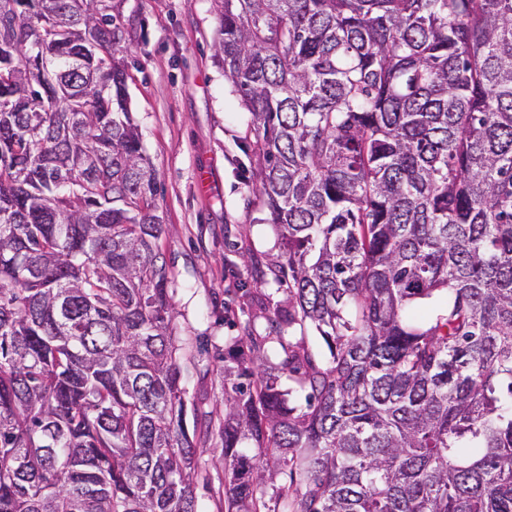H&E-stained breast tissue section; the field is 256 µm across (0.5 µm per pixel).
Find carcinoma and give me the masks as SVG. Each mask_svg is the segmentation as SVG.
Wrapping results in <instances>:
<instances>
[{
	"label": "carcinoma",
	"mask_w": 512,
	"mask_h": 512,
	"mask_svg": "<svg viewBox=\"0 0 512 512\" xmlns=\"http://www.w3.org/2000/svg\"><path fill=\"white\" fill-rule=\"evenodd\" d=\"M220 2L259 316L329 353L224 337L225 512H512V0ZM118 4L0 0V512H197Z\"/></svg>",
	"instance_id": "obj_1"
}]
</instances>
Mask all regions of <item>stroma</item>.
I'll return each mask as SVG.
<instances>
[{
	"label": "stroma",
	"instance_id": "obj_1",
	"mask_svg": "<svg viewBox=\"0 0 512 512\" xmlns=\"http://www.w3.org/2000/svg\"><path fill=\"white\" fill-rule=\"evenodd\" d=\"M218 0H123L130 105L157 172L160 240L172 282L173 333L188 346L186 424L203 448L194 494L198 512H224L214 493L224 480L221 441L209 415L224 409V339L237 323L266 319L244 304L224 312L228 288L262 289L287 303L288 288L255 283L284 244L263 223L252 185L258 162L252 117L214 59Z\"/></svg>",
	"mask_w": 512,
	"mask_h": 512
}]
</instances>
